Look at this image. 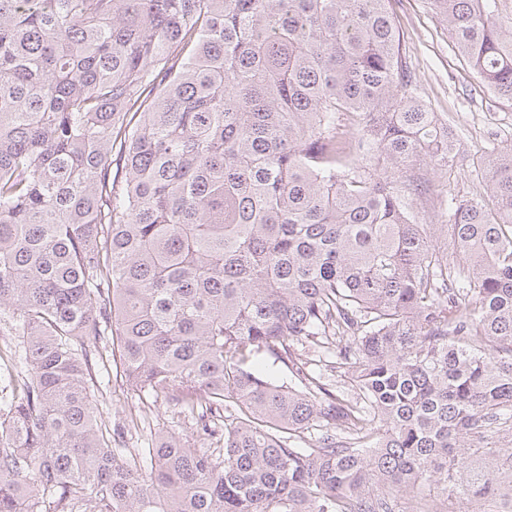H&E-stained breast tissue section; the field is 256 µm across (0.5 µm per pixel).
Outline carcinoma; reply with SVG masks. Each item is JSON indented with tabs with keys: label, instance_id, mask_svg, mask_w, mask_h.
<instances>
[{
	"label": "carcinoma",
	"instance_id": "cac0c4a2",
	"mask_svg": "<svg viewBox=\"0 0 512 512\" xmlns=\"http://www.w3.org/2000/svg\"><path fill=\"white\" fill-rule=\"evenodd\" d=\"M393 2L0 0V512H512V150L421 222ZM431 3L512 102L501 0ZM113 363L212 447H122ZM21 340L20 336H0V353L4 357L7 355L15 359L11 378L0 370V398L11 397L15 385H18L16 382L17 375L23 376L26 374L27 366L23 359V343H21Z\"/></svg>",
	"mask_w": 512,
	"mask_h": 512
}]
</instances>
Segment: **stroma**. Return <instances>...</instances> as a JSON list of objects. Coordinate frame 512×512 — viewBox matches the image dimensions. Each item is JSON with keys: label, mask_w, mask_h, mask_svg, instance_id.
Instances as JSON below:
<instances>
[{"label": "stroma", "mask_w": 512, "mask_h": 512, "mask_svg": "<svg viewBox=\"0 0 512 512\" xmlns=\"http://www.w3.org/2000/svg\"><path fill=\"white\" fill-rule=\"evenodd\" d=\"M396 23L403 34V52L412 75L410 93L450 127L456 148L447 170L431 173V189L418 202L420 218L428 224L448 221V198L477 197L486 206L494 201L481 178L480 160L512 149V104L498 99L479 84L472 69L451 46L448 31L430 0H396ZM103 421L116 427L129 414L145 417L140 430L128 433L127 447L147 444L159 433L175 432L202 447L191 419L164 401H152L129 389L120 371H113L98 398Z\"/></svg>", "instance_id": "1"}]
</instances>
